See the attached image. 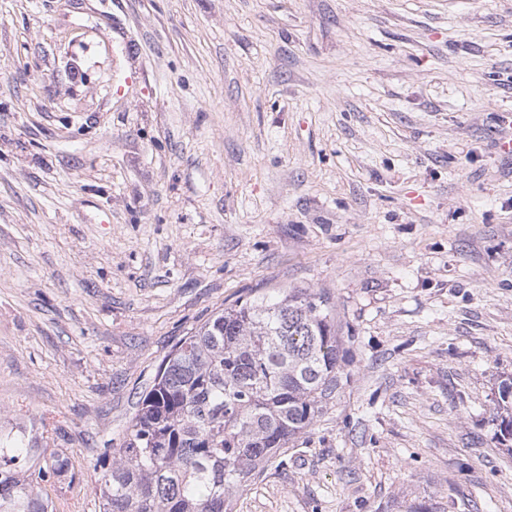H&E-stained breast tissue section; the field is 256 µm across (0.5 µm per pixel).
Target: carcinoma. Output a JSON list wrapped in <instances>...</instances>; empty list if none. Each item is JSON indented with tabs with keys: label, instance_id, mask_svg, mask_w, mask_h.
Instances as JSON below:
<instances>
[{
	"label": "carcinoma",
	"instance_id": "cac0c4a2",
	"mask_svg": "<svg viewBox=\"0 0 512 512\" xmlns=\"http://www.w3.org/2000/svg\"><path fill=\"white\" fill-rule=\"evenodd\" d=\"M328 299L307 289L215 312L162 361L122 444L99 461V512H233L277 451L342 388ZM499 444L512 454V376L499 382ZM55 451L0 438V512H53Z\"/></svg>",
	"mask_w": 512,
	"mask_h": 512
}]
</instances>
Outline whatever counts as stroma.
I'll list each match as a JSON object with an SVG mask.
<instances>
[{
	"mask_svg": "<svg viewBox=\"0 0 512 512\" xmlns=\"http://www.w3.org/2000/svg\"><path fill=\"white\" fill-rule=\"evenodd\" d=\"M512 0H0V435L57 512L214 312L334 308L343 386L234 512H512ZM497 403V420L500 418L499 444L512 454V376L499 382Z\"/></svg>",
	"mask_w": 512,
	"mask_h": 512,
	"instance_id": "1",
	"label": "stroma"
}]
</instances>
